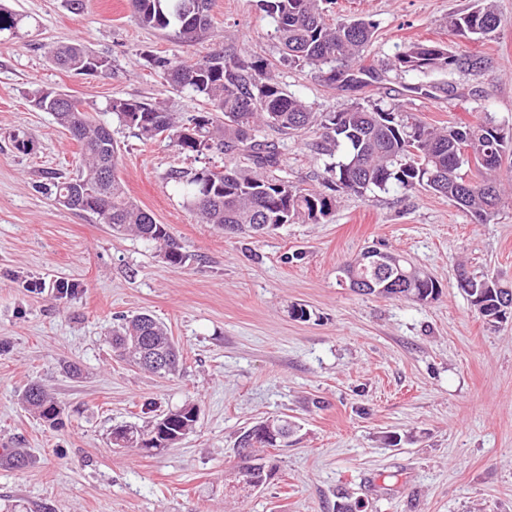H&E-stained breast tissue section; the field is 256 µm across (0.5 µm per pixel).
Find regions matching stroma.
Here are the masks:
<instances>
[{
	"label": "stroma",
	"instance_id": "obj_1",
	"mask_svg": "<svg viewBox=\"0 0 512 512\" xmlns=\"http://www.w3.org/2000/svg\"><path fill=\"white\" fill-rule=\"evenodd\" d=\"M475 0H336V19L378 25L361 64L378 78L358 89L328 71L280 67L288 92L314 111L397 99L423 123L446 128L490 113L512 127V0L491 39L467 51L475 73L381 72L383 61L420 40L452 44L449 14ZM36 21L0 47V448L32 459L0 466V512H336L339 492L360 512H512V319L486 324L454 270L465 266L512 285V200L480 223L448 198L418 189L338 196L325 224H287L253 239L199 223L171 171L202 169L166 141L145 143L101 110L113 97L163 102L189 117L201 98L180 92L146 59L201 58L217 50L280 55L274 24L257 0H214L212 27L194 45L174 29L143 27L128 0H8ZM82 42L112 62L106 77L56 68L47 46ZM97 108L121 150L129 195L167 225L187 256L173 267L155 246L114 233L39 193L42 171H75L79 147L54 117L35 108L41 89ZM26 134L29 150L14 146ZM305 188L319 185L314 131L268 132ZM375 246L404 254L438 281L420 304L360 295L336 269ZM73 280L75 296L26 289L29 280ZM305 307L307 320L291 317ZM148 310L185 357L183 375L160 378L112 355L117 316ZM77 363L69 375L65 362ZM41 384L62 406V424L42 422L20 393ZM195 400V431L153 455L112 447L113 426L145 424ZM272 416L295 421L287 445L265 449L278 470L264 491L230 494L234 444Z\"/></svg>",
	"mask_w": 512,
	"mask_h": 512
}]
</instances>
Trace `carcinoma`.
Listing matches in <instances>:
<instances>
[{
  "mask_svg": "<svg viewBox=\"0 0 512 512\" xmlns=\"http://www.w3.org/2000/svg\"><path fill=\"white\" fill-rule=\"evenodd\" d=\"M261 10L275 23L281 46L280 60L300 67L329 68V80L341 78L349 88L361 87L353 66L363 55L377 30L365 17L333 20L321 7L325 0H259ZM211 0H131L139 23L147 28L177 30L190 46L210 27ZM501 19L493 0H476L466 13L448 17V31L459 38L478 40L493 36ZM31 26L26 17L0 3V46L23 38L21 30ZM47 55L59 69L77 75L107 76L112 63L79 42L51 45ZM152 69L172 87L202 97L204 112L183 122L157 103L137 98L115 97L103 111L120 125L135 131L144 142L167 140L185 154L224 156L219 173L211 169L176 170L171 179L179 184L187 205L200 223L222 230L236 229L242 237H253L280 229L285 224H325L336 209V196L303 188L288 180L285 162L277 147L259 135L266 126L283 134L310 127L321 131L316 154L342 159L324 163L323 184L343 195L362 196L392 188L410 191L428 188L470 212L477 220L489 221L502 199L497 173L512 155V135L489 115L480 121L447 129L430 127L400 109L396 103H356L332 112H314L300 98L286 91L276 76L277 63L254 54L213 53L191 61H172L153 56ZM485 66L483 58L457 53L447 46L417 41L397 52L389 64L392 71H475ZM64 92L40 90L34 105L51 113L79 144L82 163L78 175L45 171L38 189L55 197L63 206L96 217L116 232H128L159 247L165 262L185 263L186 255L167 225L159 224L127 193L117 175L118 148L110 128L97 123L77 104L60 99ZM388 275L371 270L341 267L342 277L357 275L374 285L370 294L389 299L422 301L420 294L437 299V282H422L419 268L404 255ZM475 313L483 319L512 313V288L493 277H466L463 288ZM112 352L130 365L160 377L179 371L183 354L167 327L148 313L121 318L112 326ZM165 356L167 366L158 369L148 353ZM44 422L60 423L62 409L38 384L21 395ZM198 407L186 402L168 410L146 426L119 425L112 429L114 448H137L159 453L181 442L195 430ZM273 441L247 429L236 448H270Z\"/></svg>",
  "mask_w": 512,
  "mask_h": 512,
  "instance_id": "carcinoma-1",
  "label": "carcinoma"
}]
</instances>
